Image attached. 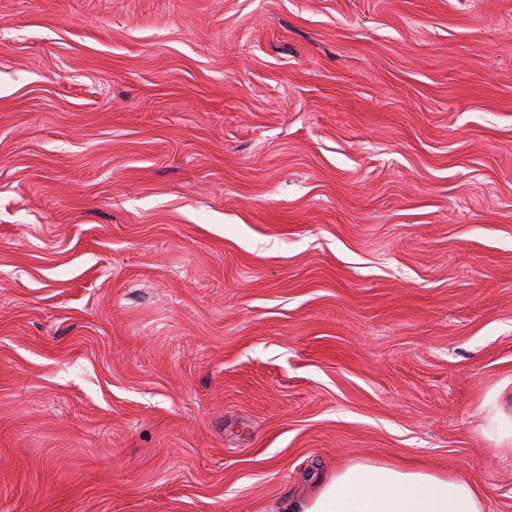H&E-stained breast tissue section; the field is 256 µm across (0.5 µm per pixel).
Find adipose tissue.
<instances>
[{"label": "adipose tissue", "mask_w": 512, "mask_h": 512, "mask_svg": "<svg viewBox=\"0 0 512 512\" xmlns=\"http://www.w3.org/2000/svg\"><path fill=\"white\" fill-rule=\"evenodd\" d=\"M483 434L512 454V378L483 400ZM486 497L472 482L446 473L389 463L356 462L324 479L316 494L288 512H486Z\"/></svg>", "instance_id": "adipose-tissue-1"}]
</instances>
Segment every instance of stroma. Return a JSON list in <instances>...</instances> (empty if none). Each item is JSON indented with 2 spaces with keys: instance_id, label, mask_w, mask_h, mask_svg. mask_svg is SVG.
<instances>
[{
  "instance_id": "35a3bbf8",
  "label": "stroma",
  "mask_w": 512,
  "mask_h": 512,
  "mask_svg": "<svg viewBox=\"0 0 512 512\" xmlns=\"http://www.w3.org/2000/svg\"><path fill=\"white\" fill-rule=\"evenodd\" d=\"M510 377L512 0H0V512H512ZM483 434L495 449L512 454V378L501 381L483 400ZM472 482L389 463L356 462L324 479L316 494L287 512H486Z\"/></svg>"
}]
</instances>
